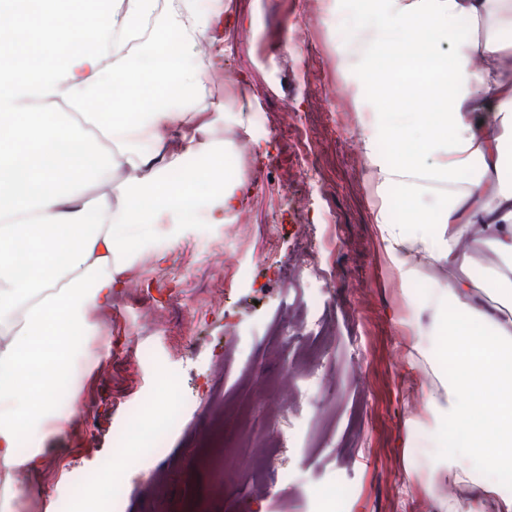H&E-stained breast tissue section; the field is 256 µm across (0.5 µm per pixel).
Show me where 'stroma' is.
Instances as JSON below:
<instances>
[{
    "instance_id": "35a3bbf8",
    "label": "stroma",
    "mask_w": 512,
    "mask_h": 512,
    "mask_svg": "<svg viewBox=\"0 0 512 512\" xmlns=\"http://www.w3.org/2000/svg\"><path fill=\"white\" fill-rule=\"evenodd\" d=\"M198 5L231 25L221 39L185 40L203 76L192 127L235 167L230 126L216 117L222 76L235 89L233 111L263 125L249 168L265 182L245 202L248 241L236 246L229 224L203 221L172 240L156 220L111 308L87 312L94 333L58 404L70 418L42 442L14 512H58L74 472L107 461L126 477L117 512H447L457 484L432 469L428 399L458 372L439 350L417 352L415 315L374 220L354 118L374 88L348 80L335 23L305 15L303 0ZM283 127L309 144L308 166L278 136ZM301 224L338 276L282 281ZM287 319L330 326L319 379L295 368L302 342L283 340ZM149 399L152 414L135 417ZM173 405L181 429L160 454L136 449L141 463L129 468L114 430L153 427ZM274 454L284 483L246 492Z\"/></svg>"
}]
</instances>
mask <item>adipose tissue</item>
<instances>
[{
	"mask_svg": "<svg viewBox=\"0 0 512 512\" xmlns=\"http://www.w3.org/2000/svg\"><path fill=\"white\" fill-rule=\"evenodd\" d=\"M156 0H0V470L31 468L38 442L62 434L55 387L65 386L89 334L88 309H106L121 277L152 237V218L169 219L178 236L187 210L223 223L250 194L243 180L199 196L196 172L175 183L169 168L143 149L185 130V111L202 89L200 71L172 46L178 25L157 27L139 56L129 45L155 12ZM370 31L355 55L354 74L376 80L389 56L378 101L360 107L359 126L373 186H401L412 209L433 206L432 219L400 224L379 208L384 248L403 288L422 265L457 269L433 290L436 317L416 323L419 336L450 331L448 357L457 381L431 393L440 422L434 468L445 479L468 476L477 496L448 512H482V494L497 493V512H512V493L498 490L512 472V318L489 306L512 298V181L504 176L505 136L512 132V0H363ZM482 30L445 53L440 42L457 18ZM483 64L474 67V54ZM137 86L136 105L107 106L108 85ZM64 99L67 111H46ZM92 114L113 151L100 160L79 117ZM399 146L398 156L381 150ZM412 150H404L406 142ZM132 179L88 207L84 191L112 164ZM98 221H91V213ZM491 252L500 270L473 277L461 246ZM50 381H31L33 369ZM462 447L445 450L449 436ZM28 450H21V442Z\"/></svg>",
	"mask_w": 512,
	"mask_h": 512,
	"instance_id": "obj_1",
	"label": "adipose tissue"
}]
</instances>
